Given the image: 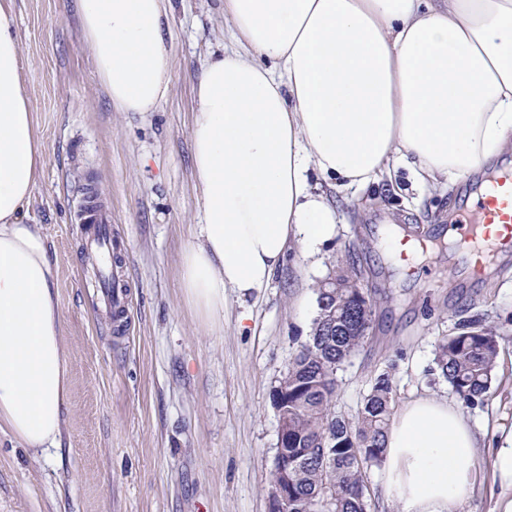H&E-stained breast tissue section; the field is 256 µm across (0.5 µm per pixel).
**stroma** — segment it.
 Returning a JSON list of instances; mask_svg holds the SVG:
<instances>
[{"label":"stroma","mask_w":512,"mask_h":512,"mask_svg":"<svg viewBox=\"0 0 512 512\" xmlns=\"http://www.w3.org/2000/svg\"><path fill=\"white\" fill-rule=\"evenodd\" d=\"M169 94L154 112H117L78 21L77 0H14L30 110L44 159L24 223L41 225L57 264L69 394L59 448L42 453L0 431V512H268L278 440L272 390L317 314V284L349 242L364 282L385 295L373 341L336 374V410L354 415L374 378L393 371L397 403L450 398L435 344L462 314L489 317L503 338L484 404L464 410L480 477L460 512H497L506 488L494 449L512 437V250L470 275L447 233L473 209L442 187L396 184L329 190L340 216L319 252L293 245L261 292L227 294L212 324L186 302L183 255L195 243L200 188L190 126L208 51L232 47L220 0H168ZM112 210L122 323L97 310L99 292L75 214L86 191ZM427 239L417 267L398 264L386 234Z\"/></svg>","instance_id":"35a3bbf8"}]
</instances>
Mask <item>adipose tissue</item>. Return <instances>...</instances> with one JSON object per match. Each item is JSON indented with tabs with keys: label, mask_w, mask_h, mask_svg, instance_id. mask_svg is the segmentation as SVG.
<instances>
[{
	"label": "adipose tissue",
	"mask_w": 512,
	"mask_h": 512,
	"mask_svg": "<svg viewBox=\"0 0 512 512\" xmlns=\"http://www.w3.org/2000/svg\"><path fill=\"white\" fill-rule=\"evenodd\" d=\"M13 0H0V429L59 447L69 372L57 267L21 212L41 159L21 79ZM96 73L119 112H154L172 59L164 0H78ZM238 45L204 62L190 130L201 188L183 256L187 303L224 319L226 292L266 287L291 243L330 240L321 185L358 190L405 166L457 185L512 151V0H224ZM477 439L455 405L403 404L385 441L383 491L400 512H458Z\"/></svg>",
	"instance_id": "obj_1"
}]
</instances>
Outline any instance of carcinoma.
Returning a JSON list of instances; mask_svg holds the SVG:
<instances>
[{"label": "carcinoma", "mask_w": 512, "mask_h": 512, "mask_svg": "<svg viewBox=\"0 0 512 512\" xmlns=\"http://www.w3.org/2000/svg\"><path fill=\"white\" fill-rule=\"evenodd\" d=\"M350 289H336V335L310 336L288 365V395L279 422L288 434V476L274 469L270 483L288 485V512H367V472L384 461L383 439L395 407L390 370L373 380L355 415L336 414V373L369 340L353 324L358 303ZM484 318L458 320L435 346L438 376L462 406L483 403L492 389L501 341Z\"/></svg>", "instance_id": "1"}]
</instances>
